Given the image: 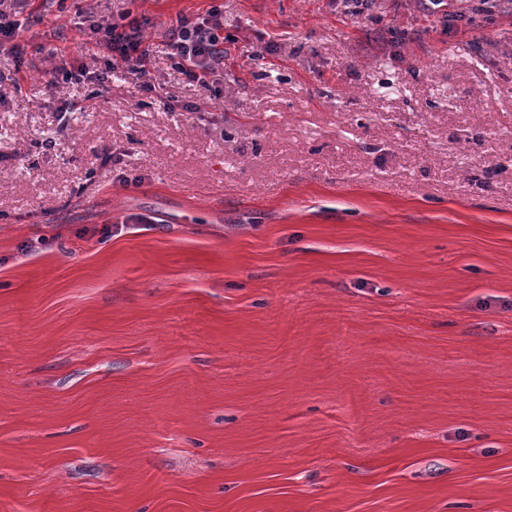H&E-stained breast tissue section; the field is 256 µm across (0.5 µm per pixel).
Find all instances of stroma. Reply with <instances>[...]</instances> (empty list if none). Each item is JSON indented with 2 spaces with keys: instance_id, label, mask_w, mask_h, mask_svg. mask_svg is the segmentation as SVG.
I'll return each instance as SVG.
<instances>
[{
  "instance_id": "obj_1",
  "label": "stroma",
  "mask_w": 512,
  "mask_h": 512,
  "mask_svg": "<svg viewBox=\"0 0 512 512\" xmlns=\"http://www.w3.org/2000/svg\"><path fill=\"white\" fill-rule=\"evenodd\" d=\"M224 76L0 89V512H512V0H220ZM66 27V39L54 38ZM274 53H266L267 44ZM45 238L39 251L30 243Z\"/></svg>"
}]
</instances>
